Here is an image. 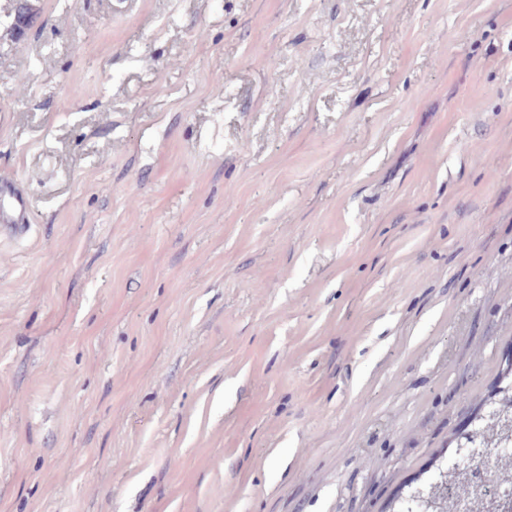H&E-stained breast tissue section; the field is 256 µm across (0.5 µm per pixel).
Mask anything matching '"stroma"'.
<instances>
[{
	"instance_id": "obj_1",
	"label": "stroma",
	"mask_w": 512,
	"mask_h": 512,
	"mask_svg": "<svg viewBox=\"0 0 512 512\" xmlns=\"http://www.w3.org/2000/svg\"><path fill=\"white\" fill-rule=\"evenodd\" d=\"M35 7L0 512H384L512 363V0Z\"/></svg>"
}]
</instances>
